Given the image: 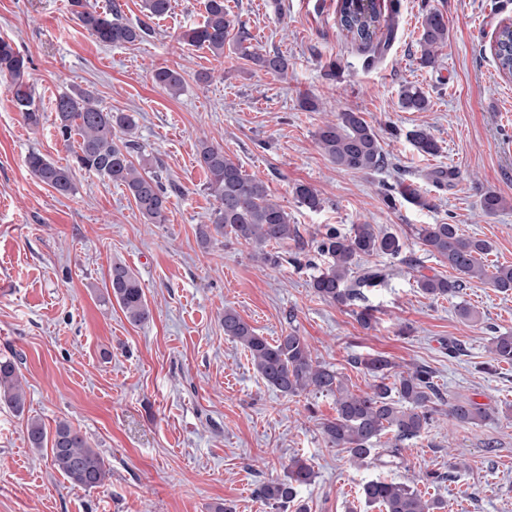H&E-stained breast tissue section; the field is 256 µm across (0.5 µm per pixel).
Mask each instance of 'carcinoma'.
<instances>
[{
    "mask_svg": "<svg viewBox=\"0 0 512 512\" xmlns=\"http://www.w3.org/2000/svg\"><path fill=\"white\" fill-rule=\"evenodd\" d=\"M69 6L80 25L98 42L121 46L149 36L150 21L167 15L171 0H143L144 19L136 25L123 19L121 5L116 0L102 11L90 0H69ZM336 22L351 41L368 53L371 62L385 55L394 37V15L383 16L377 0H370L367 6L361 0H338ZM234 28L225 0H205L203 23L182 32L178 41L206 48L216 58L224 56V46L231 42L260 69L278 75L288 71V57L244 45L248 34L242 29L236 39H231ZM447 44L448 22L444 14L436 8L428 9L421 21L420 65L435 66ZM493 56L498 70L512 75V27L503 25L498 29ZM28 64L30 59L15 49L12 42L0 38V75L10 78L8 91L15 106L26 123L36 127L41 115L24 80ZM152 78L156 85L172 94L183 88L181 73L168 66L154 69ZM399 105L405 112H425L430 100L421 88L408 84L400 91ZM55 113L57 129L64 141L75 135L80 137L72 152V163L58 165L32 151L26 157L27 168L61 194L73 191L75 170L95 174L123 186L146 223H165L168 193L162 182L160 162L143 154L142 146L135 139L138 125L134 113L107 111L90 93L76 89L56 97ZM406 138L422 155L435 156L440 151L435 138L422 127L408 131ZM316 140L325 157L340 169L371 173L385 166L379 135L360 112L337 113L336 119L318 128ZM197 163L205 171L206 188L217 203L210 224L200 230L201 243L208 244L216 233L227 241L251 246L255 259L274 266L280 263L281 256L266 247L290 242L300 247L298 227L290 223L288 212L270 198L261 180L246 176L241 165L224 153V148L199 141ZM426 178L440 189L451 188L459 179V172L434 168ZM294 195L300 205L311 211L323 208L320 194L308 184H296ZM505 205L506 199L493 191L484 193L480 200V208L487 216L497 214ZM417 235L425 250L454 272L446 277L418 272L417 288L424 295L454 299L474 279H488L502 293L512 291V265H498L490 274L482 262L492 251L489 241L466 236L455 224H422ZM403 248L404 243L396 234L378 231L371 224H354L347 231L329 225L316 240L314 249L324 262L319 264L312 257L306 261L313 270L310 287L328 303L354 307L366 300L367 292L385 287L390 276L387 268L362 265L360 260L373 256L397 259ZM109 279L106 294L116 300L127 320L132 324L147 322L150 309L137 275L128 266L114 263ZM223 323L224 335L244 348L267 387L289 396L307 392L335 396L336 417L322 423V433L331 446L345 450L355 464L364 463L378 439L386 433L391 434V456H398L404 442L420 437L428 429L438 404L444 402L433 373L426 366L395 373V364L385 355L357 357L354 364L363 367L374 378V384L366 392L353 393L335 370L313 356L307 339L297 331L291 330L270 342L227 306ZM489 353L492 363L488 367L511 365L512 333L491 337ZM20 363L21 358L16 354L0 357V405L19 414L24 412L26 400ZM448 415L459 424L472 426L481 424L487 417L482 404L469 398L448 402ZM27 434L31 447L50 451L53 468L70 485L85 490L102 488L111 477L110 466L100 451L70 423L60 421L54 432L49 433L39 419L31 417L27 419ZM313 477L311 467L304 460L291 458L284 477L262 482L256 496L268 504L286 506L296 499L299 488L311 484ZM361 497L367 506L382 508L384 512H442L444 509L442 502L424 498L407 484L380 478L364 483Z\"/></svg>",
    "mask_w": 512,
    "mask_h": 512,
    "instance_id": "1",
    "label": "carcinoma"
}]
</instances>
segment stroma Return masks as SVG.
Returning <instances> with one entry per match:
<instances>
[{
  "label": "stroma",
  "instance_id": "35a3bbf8",
  "mask_svg": "<svg viewBox=\"0 0 512 512\" xmlns=\"http://www.w3.org/2000/svg\"><path fill=\"white\" fill-rule=\"evenodd\" d=\"M392 1L395 37L367 68L362 50L338 29V0H229L253 45L287 56L283 76L231 51L218 60L179 44L186 26L202 22L204 0H172L150 37L118 47L90 36L68 0H0V37L30 57L25 79L42 115L39 126L27 125L0 83V357L19 354L26 382L23 414L0 407V512H215L224 504L233 512H280L255 489L283 477L294 457L315 473L298 495L307 512H370L359 487L378 477L427 489L444 512H512V418L502 412L512 404V365L487 366L490 337L512 333V294L476 281L454 303L422 295L414 278L419 266L449 272L420 244L423 224L458 225L492 243L491 261L512 264V77L498 71L491 52L500 25L512 20V0H380ZM430 7L447 18L449 38L436 67L425 68L419 38ZM333 62L341 67L336 78L326 74ZM160 66L181 72L182 92L155 85ZM204 72L209 82L198 81ZM406 84L423 89L428 111L400 109ZM72 89L136 113L145 154L162 164L165 223H144L124 187L96 175L75 172L74 191L62 195L29 171L32 151L70 162L54 103ZM307 96L318 111L301 108ZM345 110L363 113L378 132L387 168L346 171L323 155L317 129ZM417 125L437 140L438 155H418L406 140ZM202 140L264 181L304 242L329 224H370L404 241L406 263L367 301L373 329L318 298L309 270L291 253L272 266L220 236L201 244L199 230L216 205L196 163ZM450 166L461 172L453 188L422 177ZM399 178L418 190L422 205L386 202V185ZM298 183L318 191L321 211L296 202ZM488 191L507 200L493 216L479 208ZM116 262L140 279L151 311L144 324H131L104 300ZM461 302L478 321L460 316ZM228 306L267 339L298 331L353 392L373 382L354 357L380 353L401 371L429 367L444 398H471L489 416L460 426L438 412L399 459L382 451L354 465L321 431L336 415L334 396L268 389L247 352L224 334ZM31 417L50 431L61 421L81 430L109 462V484L71 486L45 452L31 448ZM429 471L451 477L429 488Z\"/></svg>",
  "mask_w": 512,
  "mask_h": 512
}]
</instances>
